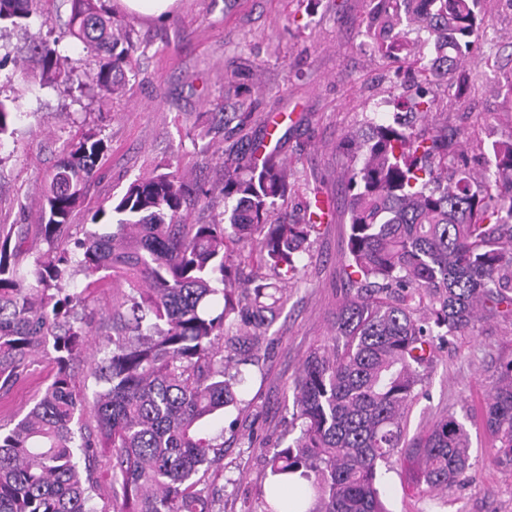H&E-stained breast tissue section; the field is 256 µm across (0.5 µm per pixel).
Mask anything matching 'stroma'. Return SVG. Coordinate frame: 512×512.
<instances>
[{
  "instance_id": "obj_1",
  "label": "stroma",
  "mask_w": 512,
  "mask_h": 512,
  "mask_svg": "<svg viewBox=\"0 0 512 512\" xmlns=\"http://www.w3.org/2000/svg\"><path fill=\"white\" fill-rule=\"evenodd\" d=\"M370 8V0H179L160 24L116 12L145 54L126 96L112 100L93 89V64L78 41L59 46L77 65L67 85L47 80L29 51L32 40L63 28L68 0H50L49 27L35 18L22 28L0 26V99L16 100L29 114L13 137L0 141V224L27 225L29 256L46 248L34 224L43 182L66 143L89 128L100 130L110 149L101 178L75 211L76 238L98 206L156 168L214 186L233 141L203 136L201 115L226 109L250 110L253 131L271 128L282 136L280 151L295 178L289 214L303 217L305 201L315 195L331 204L273 323L235 330L234 357L245 381L237 403L206 427L224 436V459L205 476L216 512H261L266 460L292 439L294 380L308 354L334 334L349 223L341 175L356 163L344 139L367 119H397L393 99L415 90L411 62L374 53L365 36ZM481 9L488 26L463 69L466 96L457 100L444 84L432 85L436 120H447L449 134L466 140L477 169L484 166V145L512 137V101L501 90L512 72V11L502 0H482ZM510 362L512 315L480 319L438 341L425 386L405 411L404 439L455 415L469 434L471 467L461 485L436 495L410 488L400 462L381 465L389 512H512V468L494 463L482 422L497 370ZM53 370L40 359L0 396L1 426L11 427L33 407Z\"/></svg>"
}]
</instances>
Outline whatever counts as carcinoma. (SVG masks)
I'll return each instance as SVG.
<instances>
[{
  "label": "carcinoma",
  "mask_w": 512,
  "mask_h": 512,
  "mask_svg": "<svg viewBox=\"0 0 512 512\" xmlns=\"http://www.w3.org/2000/svg\"><path fill=\"white\" fill-rule=\"evenodd\" d=\"M57 37L32 52L53 82L68 83L59 44L71 38L95 60L93 81L119 99L139 47L115 21L109 0H68ZM366 32L379 52L416 56L412 28L433 39L425 81L452 78L471 39L484 28L480 0H374ZM41 0H0V22L25 25ZM435 99L419 89L410 111L424 123L372 121L346 136L360 164L346 173L348 290L336 309L331 345L305 359L294 383L297 437L268 458L271 483L263 512H387L379 468L397 455L411 486L444 491L469 468L468 435L453 415L401 444L405 410L422 387L436 342L501 307L512 312V137L487 148L477 174L458 161L448 132L429 120ZM0 99V142L21 118ZM249 112H214L204 135L242 132ZM250 138L218 188L224 211L186 224L189 210L216 196L178 171L136 178L88 231L67 247L73 212L98 177L108 149L88 129L69 141L42 188L37 228L47 248L21 268L23 238L0 224V393L8 394L40 357L50 383L28 413L0 431V512H97L98 452L110 454L112 512H213L205 472L221 463L223 444L201 424L237 403V362L224 342L247 305L272 323L280 296L300 273L299 255L323 218L325 201L305 204L304 223L288 219L293 171L275 147L257 153ZM256 247L263 265L244 273L228 245ZM85 289L112 280V303L97 329ZM105 356L91 367L99 389H75L71 366L89 337ZM91 415L95 426L83 423ZM495 461L512 466V362L498 371L483 409ZM298 473L308 487L288 490L277 476Z\"/></svg>",
  "instance_id": "obj_1"
}]
</instances>
